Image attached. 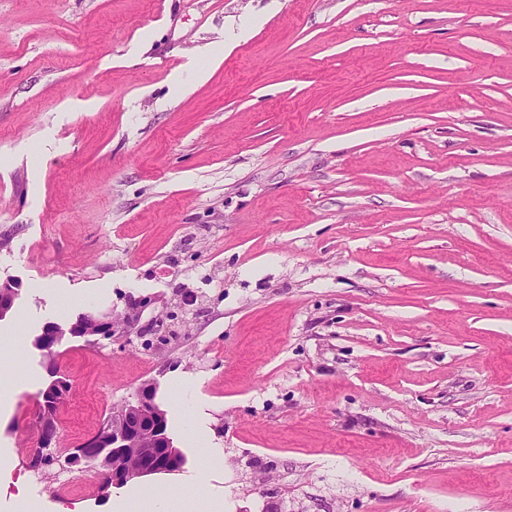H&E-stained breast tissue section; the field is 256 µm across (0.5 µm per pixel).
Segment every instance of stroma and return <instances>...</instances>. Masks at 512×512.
Here are the masks:
<instances>
[{
  "mask_svg": "<svg viewBox=\"0 0 512 512\" xmlns=\"http://www.w3.org/2000/svg\"><path fill=\"white\" fill-rule=\"evenodd\" d=\"M6 279L30 512L112 497L30 465L91 309L59 458L149 384L233 512H512V0H0ZM99 319L94 327L87 330L85 334L92 336H116L127 334L135 324L134 316L129 313L121 320H117L112 313L98 314Z\"/></svg>",
  "mask_w": 512,
  "mask_h": 512,
  "instance_id": "1",
  "label": "stroma"
}]
</instances>
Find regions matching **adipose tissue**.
<instances>
[{
    "label": "adipose tissue",
    "instance_id": "1",
    "mask_svg": "<svg viewBox=\"0 0 512 512\" xmlns=\"http://www.w3.org/2000/svg\"><path fill=\"white\" fill-rule=\"evenodd\" d=\"M181 512H224L223 490L204 491L198 476L187 473L173 484L124 488L112 499L113 512H171L173 504Z\"/></svg>",
    "mask_w": 512,
    "mask_h": 512
}]
</instances>
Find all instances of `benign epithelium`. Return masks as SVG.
Masks as SVG:
<instances>
[{"instance_id":"benign-epithelium-1","label":"benign epithelium","mask_w":512,"mask_h":512,"mask_svg":"<svg viewBox=\"0 0 512 512\" xmlns=\"http://www.w3.org/2000/svg\"><path fill=\"white\" fill-rule=\"evenodd\" d=\"M135 324L128 314L118 320L112 314L99 315L92 336H116L130 331ZM41 447L49 449L55 441L56 415L48 409L40 411L37 420ZM97 437L112 438V452L97 448L90 437L80 444L67 460L70 467L96 471L105 487L120 485L136 477L148 476L172 468L174 451L165 431V416L153 399L149 386L139 390L134 400L112 412V417L97 432Z\"/></svg>"}]
</instances>
